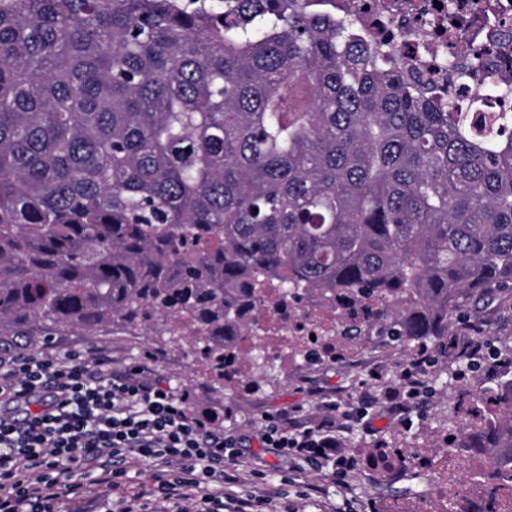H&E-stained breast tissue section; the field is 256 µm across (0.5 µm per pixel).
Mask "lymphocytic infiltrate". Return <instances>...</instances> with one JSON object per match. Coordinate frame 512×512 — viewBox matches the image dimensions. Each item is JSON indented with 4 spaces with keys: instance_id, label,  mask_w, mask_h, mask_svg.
Segmentation results:
<instances>
[{
    "instance_id": "obj_1",
    "label": "lymphocytic infiltrate",
    "mask_w": 512,
    "mask_h": 512,
    "mask_svg": "<svg viewBox=\"0 0 512 512\" xmlns=\"http://www.w3.org/2000/svg\"><path fill=\"white\" fill-rule=\"evenodd\" d=\"M341 428L333 416L314 427L274 417L264 440L341 480L377 459L373 449L347 447ZM235 445L148 364L117 368L94 349L0 350V512H56L94 485L120 489L134 461L149 463L152 483L121 512H148L150 501L173 512H254L252 495L224 508V464Z\"/></svg>"
}]
</instances>
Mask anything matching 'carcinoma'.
I'll use <instances>...</instances> for the list:
<instances>
[{"label":"carcinoma","instance_id":"obj_1","mask_svg":"<svg viewBox=\"0 0 512 512\" xmlns=\"http://www.w3.org/2000/svg\"><path fill=\"white\" fill-rule=\"evenodd\" d=\"M317 0H0V337L156 336L215 388L305 288L432 362L512 298V112L457 111ZM480 401L512 448V397Z\"/></svg>","mask_w":512,"mask_h":512}]
</instances>
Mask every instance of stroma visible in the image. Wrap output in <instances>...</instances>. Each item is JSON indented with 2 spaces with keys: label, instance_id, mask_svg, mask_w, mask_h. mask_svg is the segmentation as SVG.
<instances>
[{
  "label": "stroma",
  "instance_id": "obj_1",
  "mask_svg": "<svg viewBox=\"0 0 512 512\" xmlns=\"http://www.w3.org/2000/svg\"><path fill=\"white\" fill-rule=\"evenodd\" d=\"M465 313L466 321L450 323L449 336H464L476 329L480 334H491L502 355L512 354V306L482 303L467 306ZM17 342L33 349L51 347L59 354L99 347L111 352L117 366L150 360L176 394L187 395L194 414H215L223 419L225 432L237 439L233 468L245 476L244 482L233 486L232 491L260 496V512H381L385 502H409L415 496L413 486L385 482L362 469L350 474L347 486H339L328 469L267 447L262 441L266 417L285 413L304 423L316 424L327 417L328 407L333 404L343 415L342 436L348 447L402 448L416 442L431 453L439 446V434L452 426L449 399L457 398L463 391L461 381L453 377L457 364L437 363L429 371L434 386L425 402L390 413L387 395L399 390L401 372L410 357L378 337L362 352L365 368L354 369L342 360L331 365L313 364L294 375L273 370L222 394L211 390L196 373L191 356L149 336H92L66 331L48 338L21 336ZM365 397L373 401L366 420L356 415ZM150 482L146 465L132 467L122 492L105 488L97 491L96 512H120L123 500L136 496Z\"/></svg>",
  "mask_w": 512,
  "mask_h": 512
}]
</instances>
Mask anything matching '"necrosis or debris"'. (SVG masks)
Here are the masks:
<instances>
[{
  "label": "necrosis or debris",
  "mask_w": 512,
  "mask_h": 512,
  "mask_svg": "<svg viewBox=\"0 0 512 512\" xmlns=\"http://www.w3.org/2000/svg\"><path fill=\"white\" fill-rule=\"evenodd\" d=\"M326 8L349 20L365 42L388 43L397 64L425 76L446 75L459 64L464 48L489 43L501 23L512 26V0H328ZM366 318L362 303L341 310L332 293L315 291L285 331L291 338L319 337L330 363L342 352L344 325ZM453 437L447 455L431 458L429 466L392 455L379 460L377 472L419 484L420 512H512L494 503L484 484L488 478L512 484V448L475 452L476 433L469 426Z\"/></svg>",
  "instance_id": "necrosis-or-debris-1"
}]
</instances>
